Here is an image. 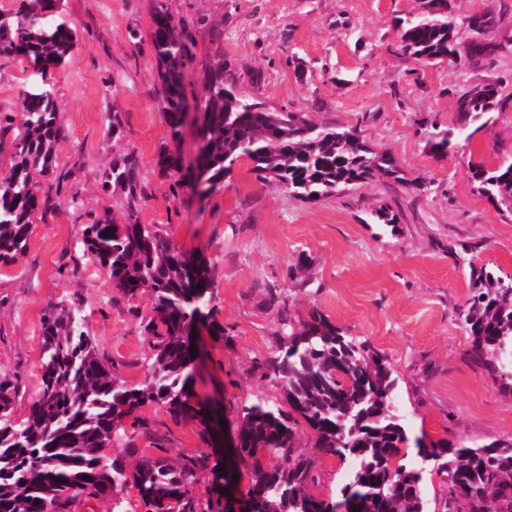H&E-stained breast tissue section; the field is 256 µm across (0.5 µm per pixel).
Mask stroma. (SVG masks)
<instances>
[{"mask_svg":"<svg viewBox=\"0 0 512 512\" xmlns=\"http://www.w3.org/2000/svg\"><path fill=\"white\" fill-rule=\"evenodd\" d=\"M157 3L65 0L78 45L55 81L68 133L58 161H81L84 204L63 202L56 217L37 223L26 253L0 267V374L16 383L14 421L27 417L40 387L41 317L51 303L82 299L88 331L113 376L133 385L144 378L148 339L136 323L150 313L148 298L118 292L80 244L86 210L121 214L119 199L97 190V175L112 160L104 121L111 108L145 179L141 223L167 232L183 252L205 250L216 264L214 305L224 336L199 337L194 388L218 398L227 429H235L244 405L277 393L252 366L280 350L278 312L268 301L275 289L292 315L318 308L389 358L412 437L511 439L512 395L466 354L457 310L470 292V263L454 252L473 245L472 263L512 275V213L482 197L467 176L469 162L512 154V109L441 160L425 152L418 128L431 120L455 124L452 92L460 86L496 78L512 92V53L462 70L407 60L395 23L417 9L416 0H167L175 16L190 21L199 59L212 48V29H222L225 57L242 77L260 73L258 94L268 106L356 128L425 185L419 195L384 179L304 202L258 183L243 162L201 199L172 192L155 165L168 128L154 92L150 42L133 44L129 31L149 33ZM452 4L462 16L496 12L487 40L512 43V12H500L499 0ZM37 81L25 63L0 58V107L17 108ZM380 207L394 212L396 223H373L369 213ZM144 416L146 427L128 418L123 424L145 454L175 458L203 448L198 422L173 421L155 407Z\"/></svg>","mask_w":512,"mask_h":512,"instance_id":"stroma-1","label":"stroma"}]
</instances>
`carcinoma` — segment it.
I'll use <instances>...</instances> for the list:
<instances>
[{"mask_svg":"<svg viewBox=\"0 0 512 512\" xmlns=\"http://www.w3.org/2000/svg\"><path fill=\"white\" fill-rule=\"evenodd\" d=\"M63 3L15 0L9 13L0 12V58H22L40 74L18 110L0 109V150L7 143L11 150L10 167L0 172V265L24 254L34 216L59 211L62 192L79 169L77 163L59 168L57 155L67 133L50 78L77 46L75 29L60 18ZM463 26L450 0H419L418 10L399 20V49L421 65L451 59L453 68L463 69L497 62L501 47L469 42ZM150 41L169 131L156 166L174 179L171 189L188 186L207 197L236 162L247 160L258 181L302 200L383 179L424 191L391 152L373 149L357 130L272 109L242 90L222 51L202 61L198 85L187 89L185 69L196 58V44L187 22L163 2L152 15ZM190 96L200 143L197 164L185 173L180 143ZM454 98L455 126L431 121L420 128L427 153L437 159L494 124V114L512 104V97L493 89L472 96L467 86ZM468 173L483 197L512 210L511 155L493 168L471 163ZM97 181L106 195L120 192L123 222L106 212L88 214L84 250L125 297L149 295L152 315L137 324L149 337L146 376L136 386L112 376L89 336L81 301L49 307L41 320V385L25 420L12 419V386L0 379V512H41L47 499L58 501L59 512H76L78 502L109 498L112 512H128L116 498L126 488L137 491L145 512H337L341 505L344 512H428L424 472L398 462L408 426L388 357L344 334L317 309L306 320L295 319L275 290L270 300L278 308L283 346L256 367L275 382L279 396L243 407L237 467L248 486L242 497L226 506L224 472L207 449L176 460L139 453L123 420L149 406L176 420L198 421L205 442L211 435L212 415L194 401L190 348L194 332L224 336L213 304L215 265L204 250L188 256L158 227L140 223L147 194L134 149L113 151ZM469 267L472 291L458 310L468 354L512 395V276L472 262ZM303 422L313 432L308 451L296 441ZM415 445L423 461L445 476L442 512H512V442L464 446L417 438ZM107 448L116 449L109 463ZM324 454L350 460L351 469L344 485L319 497L310 486ZM207 471L211 485L207 497L198 498V475Z\"/></svg>","mask_w":512,"mask_h":512,"instance_id":"cac0c4a2","label":"carcinoma"}]
</instances>
